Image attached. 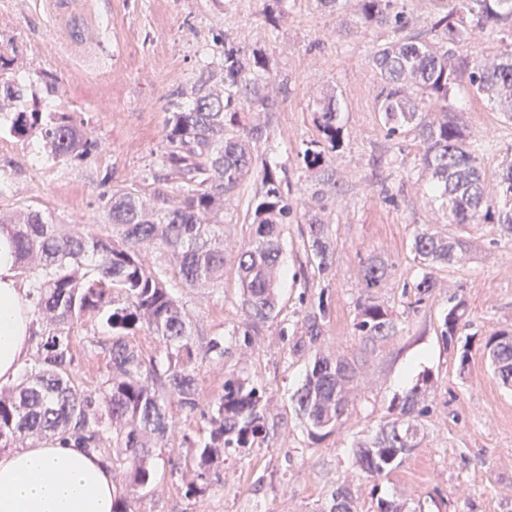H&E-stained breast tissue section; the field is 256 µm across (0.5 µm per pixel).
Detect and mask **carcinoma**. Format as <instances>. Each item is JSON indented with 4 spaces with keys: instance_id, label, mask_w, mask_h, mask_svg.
<instances>
[{
    "instance_id": "cac0c4a2",
    "label": "carcinoma",
    "mask_w": 512,
    "mask_h": 512,
    "mask_svg": "<svg viewBox=\"0 0 512 512\" xmlns=\"http://www.w3.org/2000/svg\"><path fill=\"white\" fill-rule=\"evenodd\" d=\"M430 16L427 32L410 26L399 0H355L357 23L388 30L390 39L372 56L381 84L376 111L388 135H414L422 145L420 169L429 190L448 202L454 224H494L512 236V162L487 199L479 146L466 145L461 126L448 108V94L464 66L477 92L499 103L512 119V0H450ZM496 29L510 39L498 57L458 60L457 48L476 29ZM269 59L260 47L224 45L220 80L207 67L190 91L177 93L163 129V174L175 183L177 199L147 195L137 184L112 192L105 209L112 229L100 233L58 224L32 208L0 210V230L15 244L17 268L33 293L32 325L37 366L12 387L0 388V449L27 437L73 438L100 454L119 473L113 512H130V500L154 475V451L175 432L169 400L190 413L200 407V382L192 367L191 322L173 295L171 281L186 288H211L224 276L228 244L224 204L250 178L261 187L250 199L248 238L237 251L236 275L242 291L243 335L277 315L275 284L283 254L282 226L297 217V206L282 188L286 177L259 161L258 144L267 135L281 101L274 89ZM25 87L0 80V122L21 137L36 134L54 160L89 154L95 142L68 112L20 110ZM263 120L247 124L242 115ZM314 122L319 137L304 143L298 157L315 183L305 202L306 252L321 272L331 271L335 246L328 233L324 198L336 187L331 161L343 140L336 96L318 98ZM466 244L429 228L417 233L412 252L431 269L461 261ZM163 251L169 264L152 267L146 256ZM394 266L369 259L362 269L365 287L378 288ZM357 330L370 340L395 333L389 310L368 296L358 303ZM102 316L112 331L105 369L92 389L74 372L72 329L86 317ZM465 315L458 302L444 315L445 337L455 335ZM325 311L303 318V335L315 343ZM146 331L163 344L168 365L162 370L140 347L125 340ZM489 338L490 360L506 385L512 384V343ZM355 368L345 359L318 354L302 386L292 396L308 434L324 438L341 424ZM418 390L369 440L358 444V463L370 476L390 473L403 449L415 447ZM207 437L191 440L204 492L229 449L250 448L269 437L266 407L257 387L230 378L209 403Z\"/></svg>"
}]
</instances>
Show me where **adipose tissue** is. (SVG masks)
I'll return each mask as SVG.
<instances>
[{"label": "adipose tissue", "instance_id": "obj_1", "mask_svg": "<svg viewBox=\"0 0 512 512\" xmlns=\"http://www.w3.org/2000/svg\"><path fill=\"white\" fill-rule=\"evenodd\" d=\"M31 309L14 244L0 231L1 387L13 384L29 360ZM115 491L111 468L73 439L0 451V512H112Z\"/></svg>", "mask_w": 512, "mask_h": 512}]
</instances>
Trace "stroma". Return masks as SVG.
<instances>
[{"label":"stroma","mask_w":512,"mask_h":512,"mask_svg":"<svg viewBox=\"0 0 512 512\" xmlns=\"http://www.w3.org/2000/svg\"><path fill=\"white\" fill-rule=\"evenodd\" d=\"M107 51L67 47L42 0H0V55L4 76L24 78L23 106L31 110L45 83L60 89L61 112L97 141L90 154L54 162L38 136L0 130L1 208L51 211L57 222L104 228L112 190L133 183L174 197L173 183L155 181L161 168L163 127L174 93L190 88L204 61L220 58L222 35L240 47H263L281 107L259 151L288 177L292 198L308 195L312 175L297 153L316 137L320 93L334 92L342 108L344 144L333 160L337 185L326 214L335 244L330 273L306 260V225L283 229L284 273L277 285V317L257 335L238 327L244 318L233 263L217 287L175 292L192 324L201 409L176 411L177 436L156 449L155 479L139 490L132 512H329L345 490L353 512H512V386L503 385L486 353L493 333H512V241L490 224H452L418 176L421 145L413 136L388 137L375 110L380 76L372 53L384 29L357 26L353 10L336 14L316 0H111L98 20ZM448 106L468 141L484 150L488 181L512 161V120L460 78ZM469 244L465 264L438 267L437 286L417 299L421 274L411 244L425 227ZM393 263L382 287L364 288V262ZM375 297L393 314L394 335L375 341L357 328L360 299ZM466 313L453 339L441 334L456 302ZM325 309L314 346L294 352L307 313ZM220 340L224 357L206 355ZM345 355L359 367V382L342 424L312 441L291 402L316 353ZM250 379L268 404V442L225 455L220 480L187 495L197 480L194 451L184 436L209 432L202 408L227 378ZM419 390L418 447L399 466L369 476L357 445L396 417L405 397Z\"/></svg>","instance_id":"35a3bbf8"}]
</instances>
